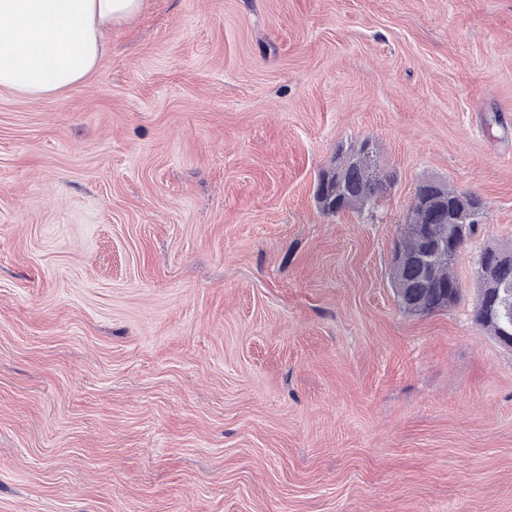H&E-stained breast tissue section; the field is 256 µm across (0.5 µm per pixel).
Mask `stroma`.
Masks as SVG:
<instances>
[{
	"label": "stroma",
	"mask_w": 512,
	"mask_h": 512,
	"mask_svg": "<svg viewBox=\"0 0 512 512\" xmlns=\"http://www.w3.org/2000/svg\"><path fill=\"white\" fill-rule=\"evenodd\" d=\"M393 179L323 214L338 146ZM479 197L406 312L419 183ZM512 0H144L81 82L0 88V512H512ZM431 192L437 201L448 203V225L442 223L439 216L434 215L430 209H421L415 207H426L431 203ZM466 196L473 201L475 210L470 211L460 206L461 197ZM410 215H408V222L406 224H413L417 236L422 243H425L429 248L435 249L438 253L448 256L449 258H456L464 248V241L462 239V230L456 226L451 231L450 244L448 246V226L450 224H465L467 234H469L470 242L475 237L479 224H482L484 218V204L481 200L473 194H466L451 189L441 183L434 182L433 185L426 181L421 182L412 198L410 206ZM415 239L412 229L403 235L397 242V248L400 249L405 255L412 256L420 248L421 243ZM466 243V244H467ZM465 244V245H466ZM396 248L393 249L392 258L396 263H404L407 258L404 254ZM440 254H432L429 259L428 266H430V278L422 279L419 276L417 269L411 264L406 263L397 268L392 264L390 282L392 288H398L402 285H409L410 288H415L421 298L428 306V303L437 298L440 291H443V302H448L439 306L437 309H431V313L456 303L461 295L458 291L459 282L453 273L454 261ZM407 287L398 289V298L403 302H414L412 290ZM448 289V291H447ZM454 292L456 296L451 301H448V293ZM479 262L477 260V288L486 292H492L490 294H484L483 297L476 301L474 307L475 317L481 320L494 319L500 326L502 336L500 335L499 325L493 321H478L476 324L484 329H487L491 336L499 341L504 346H511V335H512V264L500 267L494 276L487 280H483ZM511 289V295L509 297V304L507 296L509 292L506 288ZM499 288V289H498Z\"/></svg>",
	"instance_id": "35a3bbf8"
}]
</instances>
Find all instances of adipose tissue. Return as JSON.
Listing matches in <instances>:
<instances>
[{"mask_svg":"<svg viewBox=\"0 0 512 512\" xmlns=\"http://www.w3.org/2000/svg\"><path fill=\"white\" fill-rule=\"evenodd\" d=\"M143 0H0V87L41 98L95 70L103 34Z\"/></svg>","mask_w":512,"mask_h":512,"instance_id":"obj_1","label":"adipose tissue"}]
</instances>
